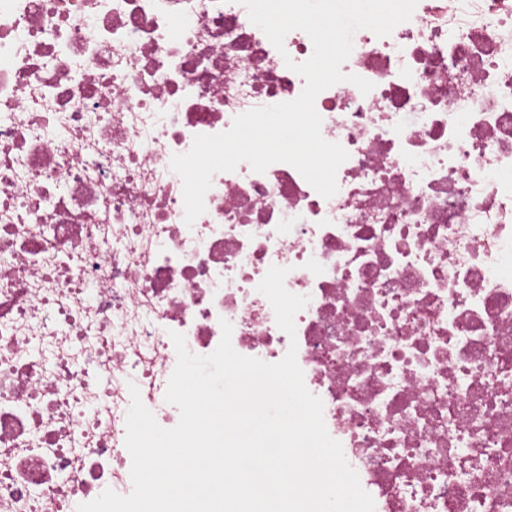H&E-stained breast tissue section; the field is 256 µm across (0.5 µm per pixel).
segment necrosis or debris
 Wrapping results in <instances>:
<instances>
[{
	"label": "necrosis or debris",
	"mask_w": 512,
	"mask_h": 512,
	"mask_svg": "<svg viewBox=\"0 0 512 512\" xmlns=\"http://www.w3.org/2000/svg\"><path fill=\"white\" fill-rule=\"evenodd\" d=\"M316 98L348 159L214 175L184 221L173 155L296 99L236 0H0V512L132 490L130 386L164 428L177 355L289 347L375 512H512V0H418L357 30ZM308 297L295 336L257 286Z\"/></svg>",
	"instance_id": "necrosis-or-debris-1"
}]
</instances>
